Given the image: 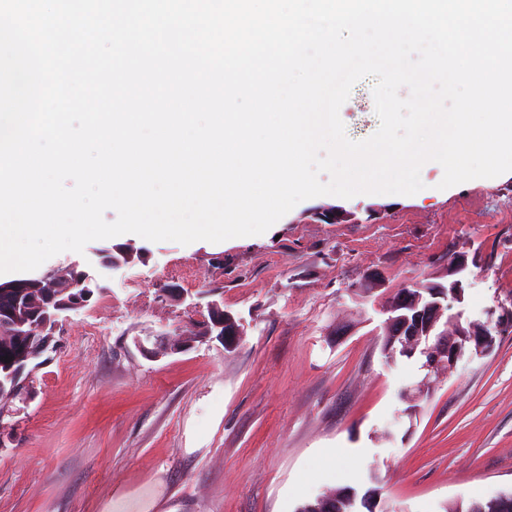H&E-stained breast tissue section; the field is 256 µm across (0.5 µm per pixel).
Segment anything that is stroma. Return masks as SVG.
Instances as JSON below:
<instances>
[{"label": "stroma", "instance_id": "1", "mask_svg": "<svg viewBox=\"0 0 512 512\" xmlns=\"http://www.w3.org/2000/svg\"><path fill=\"white\" fill-rule=\"evenodd\" d=\"M375 83L356 81L340 109L349 140L380 126ZM420 176L426 196L315 197L257 236L136 238L142 262L67 313L0 425V512H103L117 495L132 512H295L335 488L378 489L380 512H445L512 492V328L492 355L434 379L412 413L422 358L381 352L387 301L448 283L450 256L467 261L469 319L512 301V177L442 190V167ZM322 206L352 218L321 222ZM171 285L242 320L234 351L199 338ZM180 328L196 336L183 352L135 345Z\"/></svg>", "mask_w": 512, "mask_h": 512}]
</instances>
